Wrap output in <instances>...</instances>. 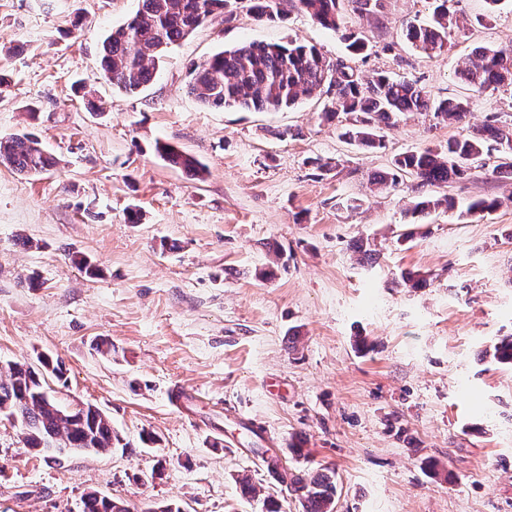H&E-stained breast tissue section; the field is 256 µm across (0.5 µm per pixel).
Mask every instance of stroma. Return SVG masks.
<instances>
[{"label": "stroma", "instance_id": "1", "mask_svg": "<svg viewBox=\"0 0 512 512\" xmlns=\"http://www.w3.org/2000/svg\"><path fill=\"white\" fill-rule=\"evenodd\" d=\"M250 6L235 0L232 22L216 16L172 45L129 94L105 78L100 49L138 0H0V138L35 132L59 160L35 176L0 164V368L60 358L56 396L96 405L123 442L47 461L0 417V512H82L91 491L260 512L238 477L264 496L282 487L235 448L241 411L279 437L272 449L293 472H332L336 512H512V365L485 354L512 335V181L492 173L497 150L444 187L453 208L417 216L413 177L378 194L371 176L396 154L447 145L459 126L414 112L367 150L321 121L323 96L244 112L187 89L192 64L215 53L299 39L361 75L468 100L470 126L508 122L512 90L475 91L457 71L476 49H512V0L492 15L485 0H452L458 25L431 57L405 37L431 0H387L378 19L348 13L370 46L353 58L307 14L270 23ZM159 142L197 158L204 178L170 166ZM346 197L361 208H343ZM476 199L498 205L464 215ZM405 272L426 286L405 287Z\"/></svg>", "mask_w": 512, "mask_h": 512}]
</instances>
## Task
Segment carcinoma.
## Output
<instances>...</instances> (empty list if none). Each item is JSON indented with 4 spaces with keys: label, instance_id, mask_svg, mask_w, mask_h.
I'll list each match as a JSON object with an SVG mask.
<instances>
[{
    "label": "carcinoma",
    "instance_id": "carcinoma-1",
    "mask_svg": "<svg viewBox=\"0 0 512 512\" xmlns=\"http://www.w3.org/2000/svg\"><path fill=\"white\" fill-rule=\"evenodd\" d=\"M360 14L379 17L386 0H290V6L307 13L321 26L347 42L352 54L367 48L363 35L348 27L344 2ZM431 19L407 26L406 37L418 51L440 54L448 48V34L456 24L448 7L451 0H434ZM232 0H139L136 14L113 28L102 43L101 67L107 79L127 93H136L152 81L156 60L168 47L191 35L204 22L224 15L233 18ZM261 21H284L288 11L283 0H253L251 6ZM478 91L512 88V50L481 49L458 70ZM188 91L208 106L266 112L294 106L301 97L319 93L327 97L322 119L331 121L345 115L348 125L341 137L362 148L384 147L382 131L411 112H429L440 122L461 124L468 103L453 98L435 101L416 82L377 73L361 76L344 60L330 62L314 46L297 39L286 43L244 42L221 51L191 67ZM501 152L493 168L499 178H512V123L490 120L477 132L448 140L445 147L410 150L396 155L390 165L371 177L375 188L395 187L400 178L417 180L421 196L412 202L411 212L435 211L448 205V197H437L432 189L467 178L479 168L488 142ZM169 165L198 177L203 165L192 155L169 144L156 146ZM26 174H40L58 161L30 132L0 138V164ZM493 360L512 364V336L498 341ZM64 364L47 355L37 364L12 363L0 374V416L17 423L27 451L49 459V449L101 454L114 448L118 436L109 417L93 404L69 411L47 391L48 379L62 380ZM281 483L301 505L302 512H334L336 485L332 475L321 472L311 477L283 470ZM83 512H182L175 504L148 503L137 508L114 497L107 500L89 493Z\"/></svg>",
    "mask_w": 512,
    "mask_h": 512
}]
</instances>
